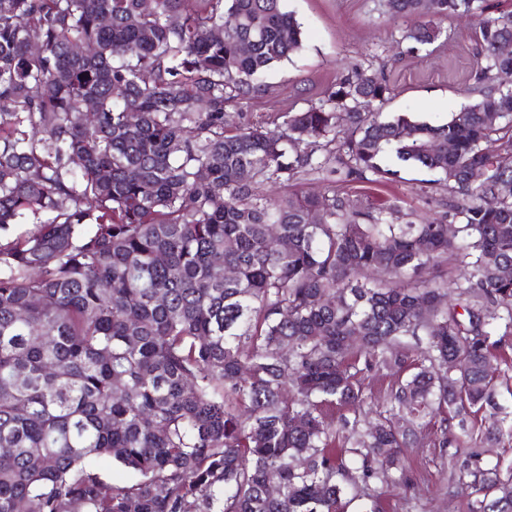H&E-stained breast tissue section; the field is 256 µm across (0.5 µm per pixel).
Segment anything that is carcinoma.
<instances>
[{"mask_svg":"<svg viewBox=\"0 0 512 512\" xmlns=\"http://www.w3.org/2000/svg\"><path fill=\"white\" fill-rule=\"evenodd\" d=\"M379 4L421 19L420 47L478 17L475 86L512 69V11ZM302 37L284 0H0V512H378L437 417L469 512H512V467L482 452L512 438L487 372L512 339V88L382 120L353 104L389 80L358 69L230 122ZM405 164L437 175L453 235L336 188ZM90 465L110 484L122 483L131 477L128 470L113 462L112 458L109 457L95 459Z\"/></svg>","mask_w":512,"mask_h":512,"instance_id":"carcinoma-1","label":"carcinoma"}]
</instances>
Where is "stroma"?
<instances>
[{
	"label": "stroma",
	"mask_w": 512,
	"mask_h": 512,
	"mask_svg": "<svg viewBox=\"0 0 512 512\" xmlns=\"http://www.w3.org/2000/svg\"><path fill=\"white\" fill-rule=\"evenodd\" d=\"M286 7L302 24L303 45L267 72L268 97L231 105L234 120L259 122L278 112L299 111L357 67H374L389 79L393 91L381 108L386 117L411 112L440 124L474 98L468 81L476 63L470 22L445 19L442 38L425 51L402 38L417 17L388 20L377 0H286ZM431 178L427 170L404 167L393 181L351 183L344 190L350 199L395 201L416 218L432 220L445 215L448 196ZM438 438L436 428L424 429L406 460L421 512H469L467 497L453 484L449 460L439 454Z\"/></svg>",
	"instance_id": "obj_1"
}]
</instances>
